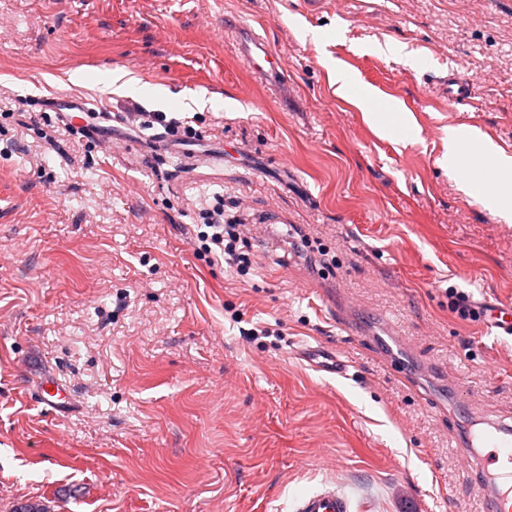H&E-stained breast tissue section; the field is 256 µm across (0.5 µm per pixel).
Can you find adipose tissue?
<instances>
[{"instance_id": "adipose-tissue-1", "label": "adipose tissue", "mask_w": 512, "mask_h": 512, "mask_svg": "<svg viewBox=\"0 0 512 512\" xmlns=\"http://www.w3.org/2000/svg\"><path fill=\"white\" fill-rule=\"evenodd\" d=\"M463 135L469 138V151L464 155L459 152V138ZM489 159L494 162L490 173L494 183V194L491 202L501 218L511 221L512 157L497 153L492 144L476 130L471 129L463 133L454 128L449 129L448 161L451 165L464 171V184L468 190L478 191L479 186L472 177L471 172L478 164Z\"/></svg>"}]
</instances>
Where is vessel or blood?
I'll return each instance as SVG.
<instances>
[{"instance_id": "vessel-or-blood-1", "label": "vessel or blood", "mask_w": 512, "mask_h": 512, "mask_svg": "<svg viewBox=\"0 0 512 512\" xmlns=\"http://www.w3.org/2000/svg\"><path fill=\"white\" fill-rule=\"evenodd\" d=\"M248 60L255 73L277 79L280 66L265 45H258ZM299 356L316 370L342 375L347 365L335 352L321 348L301 349ZM469 470L487 492V512H512V425L492 423L490 429L470 436L462 445ZM293 512H353L350 496L335 485L326 484L319 490L296 499Z\"/></svg>"}]
</instances>
